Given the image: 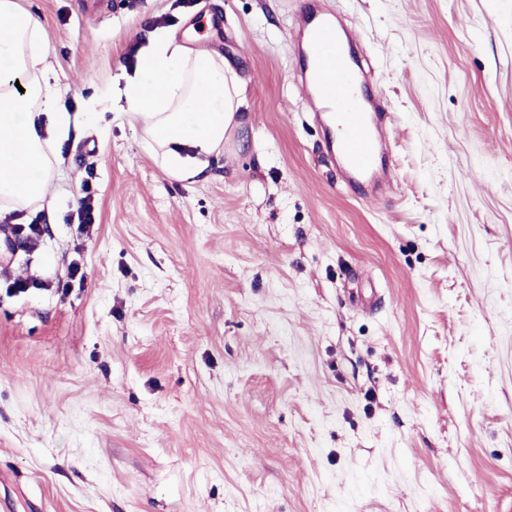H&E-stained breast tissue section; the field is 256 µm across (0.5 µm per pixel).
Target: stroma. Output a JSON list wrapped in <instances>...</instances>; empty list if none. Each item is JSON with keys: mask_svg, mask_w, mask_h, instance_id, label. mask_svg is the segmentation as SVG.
<instances>
[{"mask_svg": "<svg viewBox=\"0 0 512 512\" xmlns=\"http://www.w3.org/2000/svg\"><path fill=\"white\" fill-rule=\"evenodd\" d=\"M17 2L95 119L27 214L38 248L0 219V501L512 512V0ZM321 9L372 71L379 193L298 79L297 20ZM155 18L242 81L205 179L166 172L116 105Z\"/></svg>", "mask_w": 512, "mask_h": 512, "instance_id": "stroma-1", "label": "stroma"}]
</instances>
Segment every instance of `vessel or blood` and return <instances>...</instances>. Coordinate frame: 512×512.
I'll return each mask as SVG.
<instances>
[{
	"instance_id": "obj_1",
	"label": "vessel or blood",
	"mask_w": 512,
	"mask_h": 512,
	"mask_svg": "<svg viewBox=\"0 0 512 512\" xmlns=\"http://www.w3.org/2000/svg\"><path fill=\"white\" fill-rule=\"evenodd\" d=\"M296 45L309 61L304 80L332 136L329 153L339 154L355 172H374L384 137L359 91V72L348 57L331 15L298 19Z\"/></svg>"
}]
</instances>
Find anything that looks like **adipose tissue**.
Returning a JSON list of instances; mask_svg holds the SVG:
<instances>
[{
    "instance_id": "obj_1",
    "label": "adipose tissue",
    "mask_w": 512,
    "mask_h": 512,
    "mask_svg": "<svg viewBox=\"0 0 512 512\" xmlns=\"http://www.w3.org/2000/svg\"><path fill=\"white\" fill-rule=\"evenodd\" d=\"M47 30L16 0H0V217L42 206L77 116L61 103L47 61ZM129 121L143 126L161 167L206 172L239 125L241 81L224 58L157 35L121 91Z\"/></svg>"
}]
</instances>
